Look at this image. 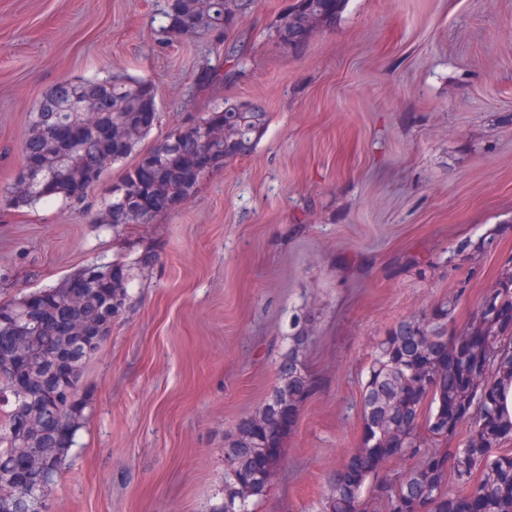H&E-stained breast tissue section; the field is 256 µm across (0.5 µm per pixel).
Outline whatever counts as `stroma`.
Here are the masks:
<instances>
[{
    "label": "stroma",
    "instance_id": "stroma-1",
    "mask_svg": "<svg viewBox=\"0 0 512 512\" xmlns=\"http://www.w3.org/2000/svg\"><path fill=\"white\" fill-rule=\"evenodd\" d=\"M288 2L253 0L235 63L210 38L167 29L168 0H0V188L64 79L154 81L150 145L227 99L270 117L251 154L150 223L105 221L120 162L84 205L0 207V303L118 255L135 265L80 378L50 512L222 504L224 436L270 392L295 313L310 320L319 387L256 512H325L359 445L378 337L459 288L465 319L512 256V0H348L296 54L267 37ZM214 65L226 79L199 86ZM492 228L494 250L461 252Z\"/></svg>",
    "mask_w": 512,
    "mask_h": 512
}]
</instances>
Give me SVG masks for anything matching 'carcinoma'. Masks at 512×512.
I'll list each match as a JSON object with an SVG mask.
<instances>
[{
	"label": "carcinoma",
	"instance_id": "cac0c4a2",
	"mask_svg": "<svg viewBox=\"0 0 512 512\" xmlns=\"http://www.w3.org/2000/svg\"><path fill=\"white\" fill-rule=\"evenodd\" d=\"M225 0H170L171 30L224 42L239 58L240 17L224 16ZM348 0H294L288 19L277 17L268 37L297 51L319 27L332 25ZM21 148L12 186L0 206L19 209L61 196L82 204L108 166L136 157L112 184L105 212L114 227L147 224L185 202L221 163L253 151L269 114L251 101L225 100L173 126L153 147L141 142L159 122L157 88L142 78L114 74L105 79L60 81L42 97ZM155 200L148 209L144 202ZM132 265L117 257L67 275L53 288L0 305V336H19L31 357L32 387L19 390L12 355L0 346V512H48L63 457L72 447L78 410L75 393L95 354L78 345L87 321L106 337L125 307ZM76 279L83 288H71ZM461 294L437 304L422 321L402 320L378 340L361 386L363 430L358 450L329 483L326 512H512V415L503 409L512 386V257L497 287L486 291L477 310L455 323ZM306 317L293 315L283 336L285 349L275 383L258 410L241 418L224 440V503L215 512H253L266 496L304 401L318 382L305 351ZM22 448L44 461L35 477L16 463ZM411 462L399 479L391 461ZM39 481L30 502L18 499L21 484Z\"/></svg>",
	"mask_w": 512,
	"mask_h": 512
}]
</instances>
